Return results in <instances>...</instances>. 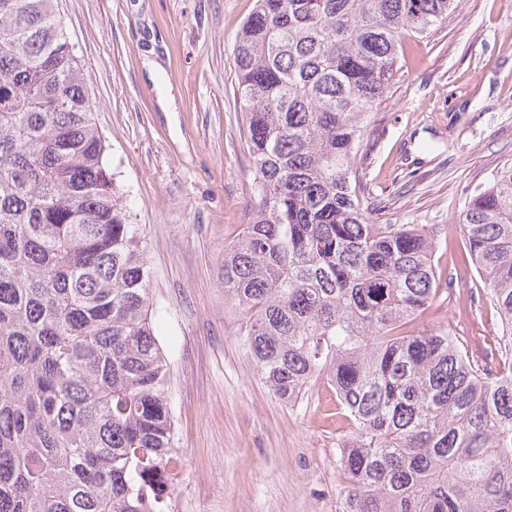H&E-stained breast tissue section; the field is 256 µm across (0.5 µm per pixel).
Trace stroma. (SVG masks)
Here are the masks:
<instances>
[{
	"label": "stroma",
	"mask_w": 512,
	"mask_h": 512,
	"mask_svg": "<svg viewBox=\"0 0 512 512\" xmlns=\"http://www.w3.org/2000/svg\"><path fill=\"white\" fill-rule=\"evenodd\" d=\"M255 6L59 0L164 317L178 452L170 512H338L343 489L334 392L320 382L295 405L275 398L224 301V247L252 195L234 49ZM405 43L364 138L363 184L385 220L443 225L435 262L445 276L470 260L454 226L467 196L512 159V0H463L447 25ZM442 320L477 356L498 333L496 313L467 286L422 317Z\"/></svg>",
	"instance_id": "stroma-1"
}]
</instances>
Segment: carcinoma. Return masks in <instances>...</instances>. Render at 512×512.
Instances as JSON below:
<instances>
[{
  "mask_svg": "<svg viewBox=\"0 0 512 512\" xmlns=\"http://www.w3.org/2000/svg\"><path fill=\"white\" fill-rule=\"evenodd\" d=\"M462 0H257L235 49L253 174L224 300L283 402L336 393L339 512H512V160L459 228L500 319L451 324L434 224H388L358 156L404 39ZM55 0H0V512H168L174 414L144 237ZM467 278L468 286L453 288L448 293V300L426 312L421 322L435 324L441 320H449L456 333L466 341L470 352L474 356H480L490 346L493 337L497 336L498 316L487 304L484 296L478 297L477 293H471L477 288L469 274Z\"/></svg>",
  "mask_w": 512,
  "mask_h": 512,
  "instance_id": "cac0c4a2",
  "label": "carcinoma"
}]
</instances>
